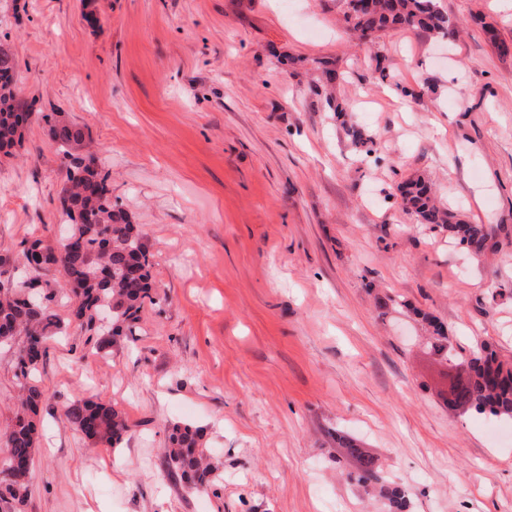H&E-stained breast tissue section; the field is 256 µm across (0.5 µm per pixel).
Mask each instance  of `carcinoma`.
<instances>
[{
	"mask_svg": "<svg viewBox=\"0 0 512 512\" xmlns=\"http://www.w3.org/2000/svg\"><path fill=\"white\" fill-rule=\"evenodd\" d=\"M346 0L344 22L359 39L372 42L391 29H421L451 37L456 26L435 0H372L357 8ZM33 106L17 90L13 56L0 48V153L12 155L21 144ZM48 137L65 160L67 181L62 188L61 210L68 224L69 243L36 239L24 250L27 266L35 275L15 288L0 287V345L21 341L16 357L20 394L13 419L0 433L7 467L25 469L0 477V512H13L31 494L30 474L39 445L37 416L44 391L33 378L43 356L44 343L62 332L64 322L54 305L61 296L69 304L70 318L91 336H120L140 320L146 303H154L152 262L142 237L123 209L112 205L108 175L98 168L96 153L87 149L83 129L65 118L45 117ZM348 135L365 156L375 152L373 140L358 128ZM400 204L417 221L448 232V244L464 248L480 260L497 246L499 225L475 224L441 207L430 184L410 179L399 186ZM431 331V348L453 366L460 353L443 326L425 316ZM464 383L451 389L450 402L495 418L512 419V361L503 360L490 344L470 347ZM71 425L95 443L113 447L128 432L123 413L90 399L78 398L66 409ZM202 430L175 424L168 435L165 466L187 486L203 491L217 477V469L202 448ZM349 479L364 487L379 483L370 460Z\"/></svg>",
	"mask_w": 512,
	"mask_h": 512,
	"instance_id": "cac0c4a2",
	"label": "carcinoma"
}]
</instances>
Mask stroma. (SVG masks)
<instances>
[{"label":"stroma","mask_w":512,"mask_h":512,"mask_svg":"<svg viewBox=\"0 0 512 512\" xmlns=\"http://www.w3.org/2000/svg\"><path fill=\"white\" fill-rule=\"evenodd\" d=\"M436 4L454 39L362 44L345 0H0V47L35 105L0 158V284L29 277L24 247L58 233L66 166L43 116L63 112L139 224L157 287L103 350L74 322L46 342L22 512H387L347 482L340 434L407 512H512V434L448 407L421 319L512 358V54L495 46L512 43V0ZM417 176L499 225L498 251L474 260L403 210L397 187ZM80 397L124 413L117 447L69 424ZM177 422L203 429L219 466L206 492L166 471Z\"/></svg>","instance_id":"obj_1"}]
</instances>
